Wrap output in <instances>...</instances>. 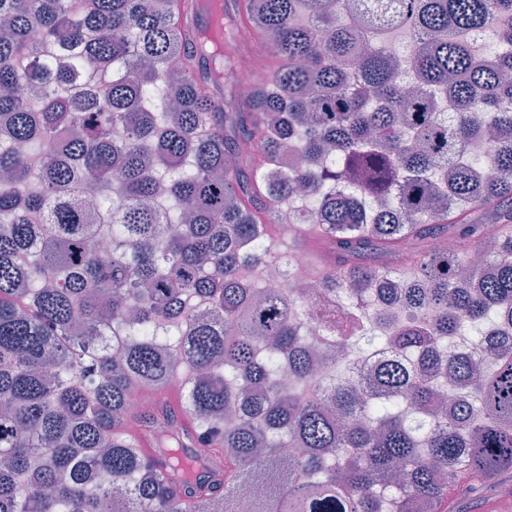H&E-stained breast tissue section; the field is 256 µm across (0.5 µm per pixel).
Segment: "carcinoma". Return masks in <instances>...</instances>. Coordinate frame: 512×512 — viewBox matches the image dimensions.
<instances>
[{
    "label": "carcinoma",
    "mask_w": 512,
    "mask_h": 512,
    "mask_svg": "<svg viewBox=\"0 0 512 512\" xmlns=\"http://www.w3.org/2000/svg\"><path fill=\"white\" fill-rule=\"evenodd\" d=\"M202 14L0 0V512H238L286 439L251 512H383L393 484L392 512H448L464 481L470 512L512 482V0H223L216 40L273 47L245 92L248 45L216 51ZM489 30L498 51L468 39ZM302 189L339 325L254 284ZM314 319L416 361L324 378Z\"/></svg>",
    "instance_id": "cac0c4a2"
}]
</instances>
